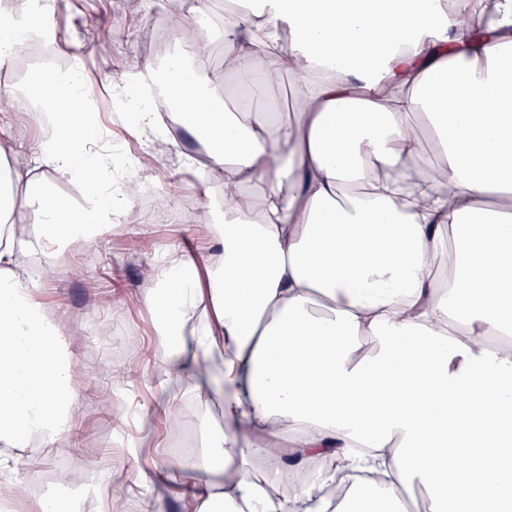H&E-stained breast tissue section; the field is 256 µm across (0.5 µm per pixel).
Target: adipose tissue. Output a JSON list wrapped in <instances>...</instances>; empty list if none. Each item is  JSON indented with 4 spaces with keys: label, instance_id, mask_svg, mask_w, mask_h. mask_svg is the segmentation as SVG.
Returning <instances> with one entry per match:
<instances>
[{
    "label": "adipose tissue",
    "instance_id": "obj_1",
    "mask_svg": "<svg viewBox=\"0 0 512 512\" xmlns=\"http://www.w3.org/2000/svg\"><path fill=\"white\" fill-rule=\"evenodd\" d=\"M296 64L293 121L220 104L199 68L163 78L228 193L266 185L260 217L224 208L220 248L167 250L142 297L166 372L207 389L224 423L189 471L222 480L180 512H512V0L484 37L432 0H235L224 56L238 85ZM79 82L38 86L54 118L0 185V470L41 466L77 419L66 314L47 317L21 256L128 223L112 166L76 119ZM77 179L80 209L37 186ZM40 212V234L23 232ZM258 437L254 448L244 447ZM318 477L280 498L289 467ZM349 494L334 501L337 477Z\"/></svg>",
    "mask_w": 512,
    "mask_h": 512
}]
</instances>
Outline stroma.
Segmentation results:
<instances>
[{
    "instance_id": "1",
    "label": "stroma",
    "mask_w": 512,
    "mask_h": 512,
    "mask_svg": "<svg viewBox=\"0 0 512 512\" xmlns=\"http://www.w3.org/2000/svg\"><path fill=\"white\" fill-rule=\"evenodd\" d=\"M80 2L84 14L111 30L112 48L98 51L91 31L82 28L73 14L61 11L53 24L58 50L91 68L87 85L107 92L108 98L101 106L88 101V110L94 114L106 108L109 133L114 141L125 144L137 139L138 134L130 129L125 114L115 109L112 86L121 79L136 88L143 86V73L151 60L142 49L141 35L160 9L157 0H140V13L134 16L126 11L124 0ZM75 36L82 41L83 52H75L71 46ZM151 156L149 174L170 204H178L186 196L210 198L214 183L207 172L184 167L173 143H164ZM208 223L203 215L193 223L146 221L130 229L105 232L96 241L78 247L65 242L52 255L38 260L39 265L60 269L37 295L47 312H67L66 335L93 336L100 324L112 326L109 339L81 345L75 353L84 368L83 374L74 379L81 412L72 432L64 438L71 462L93 458L113 473V481L95 480L80 492L93 499L107 496L112 501V512H137L138 479L156 466L166 468L172 490L197 478L196 473L182 468L181 456L171 451L172 433L155 417L167 394L180 392L181 413L196 441H203L207 428L221 418L215 401L183 390L180 379L165 374L160 361L165 340L156 332L150 312L139 302L146 291L145 270L170 247L206 248L216 237L208 230ZM120 371L128 375L125 389L113 398L111 408H103L98 392L111 386L113 375Z\"/></svg>"
}]
</instances>
